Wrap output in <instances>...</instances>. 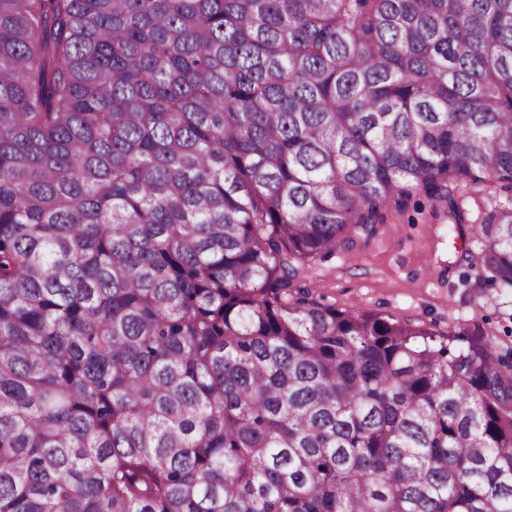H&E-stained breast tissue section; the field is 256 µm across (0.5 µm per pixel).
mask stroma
<instances>
[{
	"instance_id": "stroma-1",
	"label": "stroma",
	"mask_w": 512,
	"mask_h": 512,
	"mask_svg": "<svg viewBox=\"0 0 512 512\" xmlns=\"http://www.w3.org/2000/svg\"><path fill=\"white\" fill-rule=\"evenodd\" d=\"M449 190L463 212L462 227L431 215L427 198L414 195L365 248L310 261L306 281L324 304L418 321L447 335L451 347L479 334L499 351L512 350V291L486 297L480 245L467 230L487 198L456 184Z\"/></svg>"
}]
</instances>
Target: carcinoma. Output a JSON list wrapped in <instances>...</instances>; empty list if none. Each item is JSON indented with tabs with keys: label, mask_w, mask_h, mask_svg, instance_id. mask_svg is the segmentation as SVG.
Here are the masks:
<instances>
[{
	"label": "carcinoma",
	"mask_w": 512,
	"mask_h": 512,
	"mask_svg": "<svg viewBox=\"0 0 512 512\" xmlns=\"http://www.w3.org/2000/svg\"><path fill=\"white\" fill-rule=\"evenodd\" d=\"M450 182L512 0H0V512H512V356L305 283Z\"/></svg>",
	"instance_id": "cac0c4a2"
}]
</instances>
